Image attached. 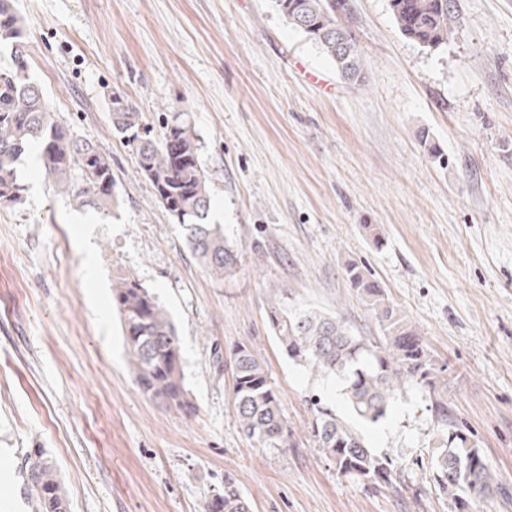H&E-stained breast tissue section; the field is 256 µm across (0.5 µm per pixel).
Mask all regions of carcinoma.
<instances>
[{"mask_svg": "<svg viewBox=\"0 0 512 512\" xmlns=\"http://www.w3.org/2000/svg\"><path fill=\"white\" fill-rule=\"evenodd\" d=\"M293 28L303 32L331 59L348 81L360 82L364 63L351 28L336 23V7L353 15L352 0H272ZM399 31L429 48L448 44L456 33L455 0H389ZM26 45L11 0H0V47L10 49L13 66L0 70V207L22 204L25 188L18 176L22 156L36 147L47 177L57 191L86 198L87 205L106 212L117 205L112 159L97 143L72 137L57 122L41 87L30 74V63L18 64L16 46ZM141 115L126 97L112 96V129L135 144L139 171L153 189V199L186 232V245L207 274L224 279L235 267V255L220 225L211 223L208 175L199 139L184 113L166 116L156 139L140 134ZM79 172L82 188L73 173ZM345 276L374 312L383 338L353 332L341 315L297 308L281 288L268 302L267 319L281 350L314 374L338 379L351 411L368 424L386 418L406 390L429 395L438 446L431 457L435 488L468 512L471 502L495 490L494 476L470 431L452 415L445 394L448 365L439 364L416 327L405 321L388 299L383 285L362 263L350 262ZM112 307L121 319L122 334L140 392L182 411L190 409L184 386L181 342L169 313L139 280L120 275L112 281ZM233 402L243 436L253 445L277 448L288 440V426L267 371L246 344L235 346ZM317 446L345 477L393 486L395 464L376 453L359 429L321 399L309 403ZM32 512H70L56 466L37 454L22 465ZM205 512H249L235 480L224 478V490L213 495Z\"/></svg>", "mask_w": 512, "mask_h": 512, "instance_id": "1", "label": "carcinoma"}]
</instances>
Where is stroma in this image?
Returning a JSON list of instances; mask_svg holds the SVG:
<instances>
[{
  "mask_svg": "<svg viewBox=\"0 0 512 512\" xmlns=\"http://www.w3.org/2000/svg\"><path fill=\"white\" fill-rule=\"evenodd\" d=\"M456 4L454 38L432 50L399 31L388 0H353L366 72L354 85L271 0H14L32 75L72 136L111 157L119 205L106 215L59 194L29 155L24 204L0 208V512H31L21 465L35 452L55 462L71 512H204L228 476L251 512H456L431 480L420 390L363 430L394 461V486L341 476L314 441L311 395L349 409L282 352L267 302L284 288L381 337L345 279L351 260L448 367V406L497 481L473 512H512V0ZM116 92L156 130L186 112L236 256L224 279L153 202L112 130ZM122 274L169 311L192 414L136 387L112 308ZM240 343L277 391L287 446L239 430Z\"/></svg>",
  "mask_w": 512,
  "mask_h": 512,
  "instance_id": "obj_1",
  "label": "stroma"
}]
</instances>
